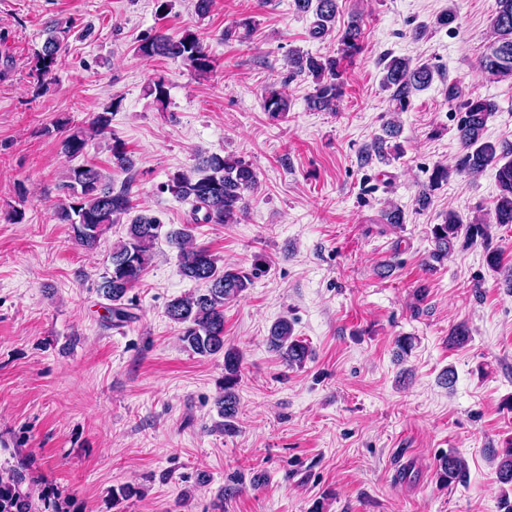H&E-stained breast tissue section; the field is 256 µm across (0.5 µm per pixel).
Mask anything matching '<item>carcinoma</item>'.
Here are the masks:
<instances>
[{
  "label": "carcinoma",
  "mask_w": 512,
  "mask_h": 512,
  "mask_svg": "<svg viewBox=\"0 0 512 512\" xmlns=\"http://www.w3.org/2000/svg\"><path fill=\"white\" fill-rule=\"evenodd\" d=\"M295 10L310 14L313 21L309 35L324 39L336 34L337 49L333 55L314 56L301 51L288 54L285 67L288 76H306L312 79V91L306 98L308 110L334 112L343 95L342 64L363 49L364 31L361 18L353 14L342 29H336L338 0H293ZM255 21L245 17L224 29V38L238 34L247 39L252 35ZM136 52L143 58L163 57L180 61L197 71H209L213 61L207 45L198 35L185 30L171 36L157 30L140 39ZM64 47L50 30L38 53V79L45 80L62 62ZM481 73L495 80L512 79V0H496L492 20V43L480 57ZM438 67L415 63L409 58L393 57L384 66L382 86L390 92L394 111L406 109L412 92L431 86ZM448 105L459 113L457 136L460 153L453 165H434L428 181L416 198L418 208L425 209L432 192L448 181L450 172L475 176L492 166L498 194L489 219L466 224L455 212L444 215L442 222L431 227L434 250L425 266L432 270L435 264L448 259L458 240L466 246L480 245L485 262L493 270L502 267L501 253L490 246L491 225L512 224V144L493 142L486 137L488 119L498 110L495 101L483 97H462L454 83L448 84ZM263 109L273 118L290 111L287 97L269 89L263 97ZM112 109L96 112L87 121V127L69 130L60 125L63 138L61 150L70 157L82 154L88 138L110 132ZM113 163L117 169L130 174L135 161L117 137H112ZM258 188V177L252 164L241 156L211 154L200 156L193 173L177 172L166 184V190L177 199L191 204V223L183 224L165 233L169 246L177 251L179 270L183 278L201 285V288L176 297L166 306L167 317L181 326L179 340L184 348L208 357L224 354V377L219 383L216 400L221 426L231 430L238 414L240 356L224 343V303L242 296L265 273L264 263L255 261L248 269L238 266H220L210 251L194 243L196 224H239L247 217L249 197ZM61 189L64 197L55 206L56 219L71 226L75 240L85 249L98 247L103 235L120 219L130 214L133 200L129 187L115 189L112 178L93 166L71 168ZM163 224L155 216L138 214L127 224L125 239L112 247V271L104 277L99 291L110 301L112 317L119 322L130 318L125 304L127 294L141 280L150 266L156 241ZM269 348L277 352L287 367L302 366L308 357V345L295 338L288 319L275 321L267 338ZM498 458L496 476L499 484L512 488V443L495 453ZM15 464L0 467V512H64L48 489H38L29 477L33 460L15 451ZM465 462L453 452L442 454L436 465V474L448 486L462 479Z\"/></svg>",
  "instance_id": "obj_1"
}]
</instances>
